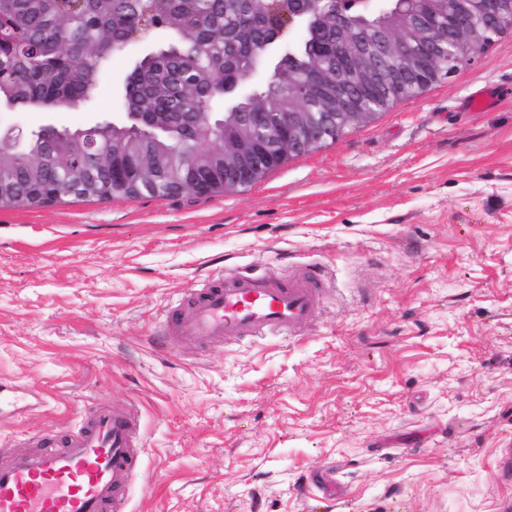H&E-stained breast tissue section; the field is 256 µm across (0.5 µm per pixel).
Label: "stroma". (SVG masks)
Masks as SVG:
<instances>
[{"mask_svg":"<svg viewBox=\"0 0 512 512\" xmlns=\"http://www.w3.org/2000/svg\"><path fill=\"white\" fill-rule=\"evenodd\" d=\"M144 52L113 56L94 104L0 128L126 123ZM267 266L327 282L299 336L156 339L205 275ZM0 391V466L136 407L127 512H501L512 34L253 186L1 208Z\"/></svg>","mask_w":512,"mask_h":512,"instance_id":"1","label":"stroma"}]
</instances>
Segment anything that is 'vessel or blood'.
Returning a JSON list of instances; mask_svg holds the SVG:
<instances>
[{
    "instance_id": "1",
    "label": "vessel or blood",
    "mask_w": 512,
    "mask_h": 512,
    "mask_svg": "<svg viewBox=\"0 0 512 512\" xmlns=\"http://www.w3.org/2000/svg\"><path fill=\"white\" fill-rule=\"evenodd\" d=\"M318 273L279 277L273 269L227 271L203 280L187 310L166 315L163 335L201 341L298 336L313 319ZM134 411H102L66 448L19 456L0 468V512H126L119 491L138 461Z\"/></svg>"
}]
</instances>
